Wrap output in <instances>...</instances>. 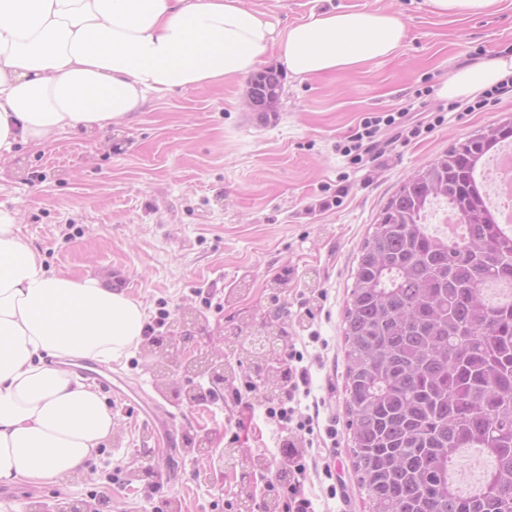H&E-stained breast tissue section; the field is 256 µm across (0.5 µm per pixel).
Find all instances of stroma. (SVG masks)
Listing matches in <instances>:
<instances>
[{
  "instance_id": "stroma-1",
  "label": "stroma",
  "mask_w": 512,
  "mask_h": 512,
  "mask_svg": "<svg viewBox=\"0 0 512 512\" xmlns=\"http://www.w3.org/2000/svg\"><path fill=\"white\" fill-rule=\"evenodd\" d=\"M277 29L312 9L381 10L399 16L405 38L388 58L315 79L283 76L273 118L246 112V82L148 96L133 117L97 133L61 132L44 146H15L0 160V207L47 270L92 275L126 291L149 317L193 312V334L217 328L310 333L312 389L322 397V429L335 440L311 450L305 492L317 512H364L346 430L342 316L360 247L391 195L415 170L484 128L512 119V92L480 109L449 103L439 90L459 68L512 55V0L479 16H439L426 0H246ZM403 112L409 124H442L418 138L382 128L380 165L356 167L339 150L367 116ZM341 205H333L337 189ZM316 312L308 320L298 306ZM172 417L161 427L138 400L107 392L112 439L81 470L54 485L0 486V512H55L58 502L112 512H226L239 476L219 451L235 446L259 460L254 512H265L262 482L281 464L280 436L264 419L259 393L241 404L174 403L157 385L144 350L109 363ZM194 437L186 447V437ZM343 488L326 498L324 459ZM118 483H111V476Z\"/></svg>"
}]
</instances>
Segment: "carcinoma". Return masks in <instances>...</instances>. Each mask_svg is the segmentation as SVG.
I'll return each mask as SVG.
<instances>
[{
	"label": "carcinoma",
	"instance_id": "obj_1",
	"mask_svg": "<svg viewBox=\"0 0 512 512\" xmlns=\"http://www.w3.org/2000/svg\"><path fill=\"white\" fill-rule=\"evenodd\" d=\"M281 92L266 69L249 81ZM512 132L478 133L421 168L380 212L363 242L343 315L352 465L369 512H512V230L486 201L482 162ZM453 209L461 238L434 234V205ZM266 397L285 388L280 351L259 355ZM486 461L463 492L465 453Z\"/></svg>",
	"mask_w": 512,
	"mask_h": 512
}]
</instances>
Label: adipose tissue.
Wrapping results in <instances>:
<instances>
[{
    "label": "adipose tissue",
    "mask_w": 512,
    "mask_h": 512,
    "mask_svg": "<svg viewBox=\"0 0 512 512\" xmlns=\"http://www.w3.org/2000/svg\"><path fill=\"white\" fill-rule=\"evenodd\" d=\"M390 13L325 11L275 35L244 0H0V155L64 131L104 129L148 95L254 72L270 44L311 79L393 55ZM512 80V55L463 67L441 89L466 99ZM142 303L92 276L45 269L0 209V486L53 485L112 437L106 397L68 366L109 363L143 339Z\"/></svg>",
    "instance_id": "adipose-tissue-1"
}]
</instances>
